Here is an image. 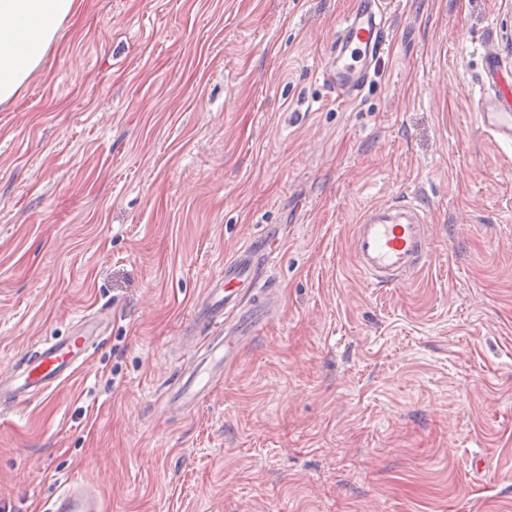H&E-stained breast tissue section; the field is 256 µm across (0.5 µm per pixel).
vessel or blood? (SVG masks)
Instances as JSON below:
<instances>
[{"label": "vessel or blood", "instance_id": "vessel-or-blood-1", "mask_svg": "<svg viewBox=\"0 0 512 512\" xmlns=\"http://www.w3.org/2000/svg\"><path fill=\"white\" fill-rule=\"evenodd\" d=\"M391 5L392 0H361L340 22L341 54L323 72L337 97L358 96L368 83L373 62L389 44ZM473 98L480 128L512 147V71L492 51L483 53ZM350 246L360 276L381 288L405 285L436 253L427 211L411 195L367 207ZM273 262L271 243L262 236L225 258L223 273L193 304L192 327L178 338L176 378L160 402L164 415L181 417L205 400L238 362L248 340L278 316V295L263 280ZM111 317L107 309L93 312L68 333L45 338L17 360L0 364V411L19 408L70 379L85 363L98 326ZM45 512H104V505L96 487L67 478Z\"/></svg>", "mask_w": 512, "mask_h": 512}]
</instances>
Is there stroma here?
I'll return each instance as SVG.
<instances>
[{
    "mask_svg": "<svg viewBox=\"0 0 512 512\" xmlns=\"http://www.w3.org/2000/svg\"><path fill=\"white\" fill-rule=\"evenodd\" d=\"M0 105V363L108 307L77 375L0 415V499L55 479L105 512H512V149L470 97L512 0H396L344 102L321 71L355 0H78ZM423 198L438 257L358 274L365 206ZM275 231L284 315L174 420L190 306Z\"/></svg>",
    "mask_w": 512,
    "mask_h": 512,
    "instance_id": "35a3bbf8",
    "label": "stroma"
}]
</instances>
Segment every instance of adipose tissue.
Here are the masks:
<instances>
[{"label":"adipose tissue","instance_id":"ef3b65f1","mask_svg":"<svg viewBox=\"0 0 512 512\" xmlns=\"http://www.w3.org/2000/svg\"><path fill=\"white\" fill-rule=\"evenodd\" d=\"M75 7L76 0H0V103L17 94Z\"/></svg>","mask_w":512,"mask_h":512}]
</instances>
